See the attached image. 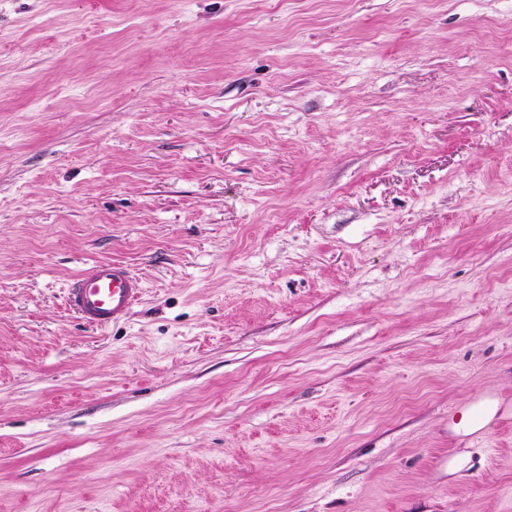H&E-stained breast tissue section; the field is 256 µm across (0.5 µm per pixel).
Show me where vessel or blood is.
<instances>
[{"instance_id":"b4317fda","label":"vessel or blood","mask_w":512,"mask_h":512,"mask_svg":"<svg viewBox=\"0 0 512 512\" xmlns=\"http://www.w3.org/2000/svg\"><path fill=\"white\" fill-rule=\"evenodd\" d=\"M142 292L141 280L127 268L103 261L76 276L69 302L86 322L105 327L125 319Z\"/></svg>"}]
</instances>
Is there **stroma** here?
<instances>
[{
    "instance_id": "35a3bbf8",
    "label": "stroma",
    "mask_w": 512,
    "mask_h": 512,
    "mask_svg": "<svg viewBox=\"0 0 512 512\" xmlns=\"http://www.w3.org/2000/svg\"><path fill=\"white\" fill-rule=\"evenodd\" d=\"M0 512H512V0H0ZM143 293L141 280L114 262H98L75 277L71 307L88 323L106 327L127 317Z\"/></svg>"
}]
</instances>
